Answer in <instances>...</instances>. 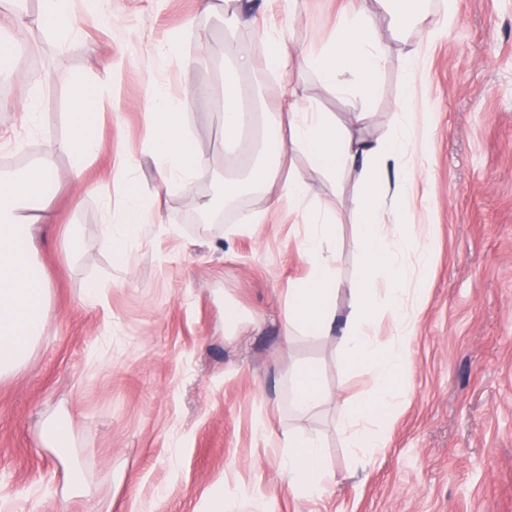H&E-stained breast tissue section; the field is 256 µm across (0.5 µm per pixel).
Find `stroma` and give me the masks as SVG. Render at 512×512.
<instances>
[{"label":"stroma","mask_w":512,"mask_h":512,"mask_svg":"<svg viewBox=\"0 0 512 512\" xmlns=\"http://www.w3.org/2000/svg\"><path fill=\"white\" fill-rule=\"evenodd\" d=\"M354 2L269 0L267 10L291 46L311 47L335 37L339 12ZM25 8L32 26L17 76L0 94V125L32 89L40 126L17 130L23 149L0 147V173L25 168L65 134L76 80L94 78L104 101L95 107L98 147L85 162L83 190L67 179L71 157L57 159L56 221L39 257L54 314L29 364L0 381V512H130L136 500L155 503L156 512H201L217 495L239 512L241 491L252 487L268 512H512V0H460L454 26L435 41L422 29L397 40L387 20L377 21L391 61L367 104L370 139L393 134L395 102L408 87L398 56L429 45L426 76L412 89L432 123L409 150L429 206L410 204L405 221L431 234L400 406L385 448L368 464L354 459L340 430L345 409L373 394L367 372L339 362V336L282 337L288 291L311 274L299 251L304 215L284 199L264 224L233 232L238 212L258 204L246 196L217 223L197 220L195 198L222 201L240 165L221 124L228 72L219 62L176 63L158 75L151 58L175 32L189 57L201 35L220 41L224 0L209 13L197 0H112L111 23L76 14L78 35L62 53L36 24L41 0ZM257 44L255 33L239 32L252 64L244 81H259L273 102L281 84ZM109 55L121 67L107 77L97 62ZM290 79L302 101L337 122L347 123L358 105L311 70L295 69ZM157 81L173 96L209 90L190 123L212 173L188 191L161 188L148 154L143 104ZM130 145L141 192L161 196V221L130 239L124 266L103 242L99 195L121 198L120 161ZM292 165L335 226L336 306L349 310L361 268L355 180L344 177L333 193L306 154H294ZM90 287L98 304L84 300ZM228 303L242 316L233 326L224 318ZM304 367L315 369L328 400L299 419L290 402L294 373ZM55 411L74 419L70 472L41 441ZM291 431L322 441L335 475L322 497L288 489L275 445ZM74 478L84 495L68 496Z\"/></svg>","instance_id":"1"}]
</instances>
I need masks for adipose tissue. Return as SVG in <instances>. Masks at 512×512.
<instances>
[{"label":"adipose tissue","mask_w":512,"mask_h":512,"mask_svg":"<svg viewBox=\"0 0 512 512\" xmlns=\"http://www.w3.org/2000/svg\"><path fill=\"white\" fill-rule=\"evenodd\" d=\"M457 12L458 0H448L447 9L437 17L429 13L424 0H358L357 6L339 16L334 42L303 53L289 46L283 31L269 27L264 0H224L228 28L221 54L234 62L237 71H247L249 62L239 55L236 37L239 31L249 30L258 35L270 70L286 76L303 61L327 87L365 101L373 94V77L388 63L374 15L388 17L396 34L421 28L437 39L447 35ZM39 22L61 51L70 47L78 32L71 0H42ZM224 95L225 139L240 133L246 118L241 103L246 99L261 130L255 164L245 180L225 183L224 203L233 205L249 194L272 208L284 195L309 215L300 252L310 263L312 275L288 291L283 337L339 333L341 362L368 370L374 396L347 411L345 433L355 457L372 461L385 446L386 422L398 407L397 380L408 366L404 343L413 327L406 300L423 295L422 289L411 291L407 284L414 266L428 261V246L399 217L415 190L407 147L417 130L429 127L431 115L417 109L413 96H403L396 104L395 136L371 142L358 133L364 112L353 113L349 124L336 123L328 113L302 108L287 85L272 110L256 88L247 89L235 81L226 85ZM198 97L195 91L172 97L157 84L147 97L146 125L163 187L185 189L210 174L209 162L192 151L193 137L185 125ZM90 98V86L77 84L68 136L49 144L23 171L0 176V380L29 363L52 317L49 281L38 262L43 247L38 227L50 220L47 187L58 179L57 155L71 157L69 178L75 185L83 183L84 163L96 148L97 115L90 110ZM297 151L310 157L329 186H336L345 174L356 175L361 274L352 288L356 302L345 313L337 312L335 304L336 234L309 202L303 177L290 169L291 155ZM103 210L104 241L121 261L126 258L127 241L161 219L154 198L131 190L124 192L120 205L104 199ZM382 310L394 323L395 341L388 346L377 338V315ZM284 446L279 463L289 488L310 497L325 494L331 476L324 466L321 441L291 435Z\"/></svg>","instance_id":"obj_1"}]
</instances>
